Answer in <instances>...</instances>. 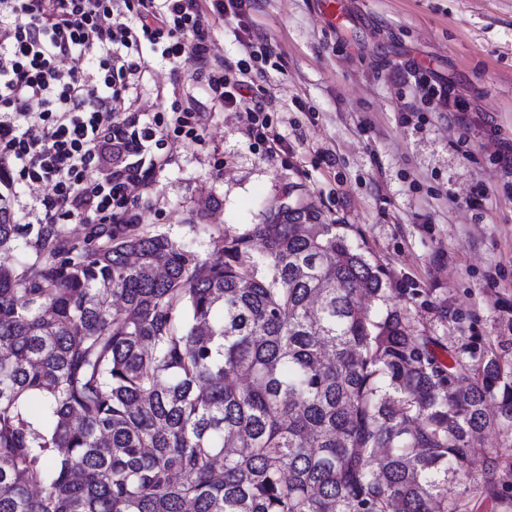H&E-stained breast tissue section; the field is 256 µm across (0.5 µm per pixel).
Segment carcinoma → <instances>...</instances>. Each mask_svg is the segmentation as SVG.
<instances>
[{
	"instance_id": "1",
	"label": "carcinoma",
	"mask_w": 512,
	"mask_h": 512,
	"mask_svg": "<svg viewBox=\"0 0 512 512\" xmlns=\"http://www.w3.org/2000/svg\"><path fill=\"white\" fill-rule=\"evenodd\" d=\"M207 232L0 210V512H512L505 357L414 335L312 202Z\"/></svg>"
}]
</instances>
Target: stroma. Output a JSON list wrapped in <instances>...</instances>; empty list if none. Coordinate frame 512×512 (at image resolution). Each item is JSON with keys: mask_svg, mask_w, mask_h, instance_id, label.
<instances>
[{"mask_svg": "<svg viewBox=\"0 0 512 512\" xmlns=\"http://www.w3.org/2000/svg\"><path fill=\"white\" fill-rule=\"evenodd\" d=\"M357 25L327 24L317 0H251L210 30L226 65L249 36L267 48L253 65L278 150L255 142L244 113L205 91L190 57L150 47L136 117L165 120L192 104L201 141H169L148 189L133 188L118 220L165 233L209 255L198 225L241 234L284 194L312 198L382 269L391 305L415 335L512 343V185L494 162L512 142V0H346ZM434 70L475 117L462 129L436 112L401 109L405 62ZM484 190L481 208L468 204Z\"/></svg>", "mask_w": 512, "mask_h": 512, "instance_id": "1", "label": "stroma"}]
</instances>
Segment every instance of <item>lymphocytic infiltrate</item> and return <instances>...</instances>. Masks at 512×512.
I'll use <instances>...</instances> for the list:
<instances>
[{"mask_svg":"<svg viewBox=\"0 0 512 512\" xmlns=\"http://www.w3.org/2000/svg\"><path fill=\"white\" fill-rule=\"evenodd\" d=\"M247 3L0 0V207L11 205L5 188L24 180L50 188L36 202L43 223H111L129 188L149 186L147 151L172 134L198 138V115L187 108H174L162 126H141L130 117L135 78L146 71L134 55L146 43L173 63L190 55L210 96L245 113L254 139L278 142L267 104L253 96L255 43L242 40L246 58L233 68L209 44L212 16L242 14ZM74 59L82 69L66 68ZM404 70L413 99L470 125L469 109L432 70L415 64Z\"/></svg>","mask_w":512,"mask_h":512,"instance_id":"obj_1","label":"lymphocytic infiltrate"}]
</instances>
